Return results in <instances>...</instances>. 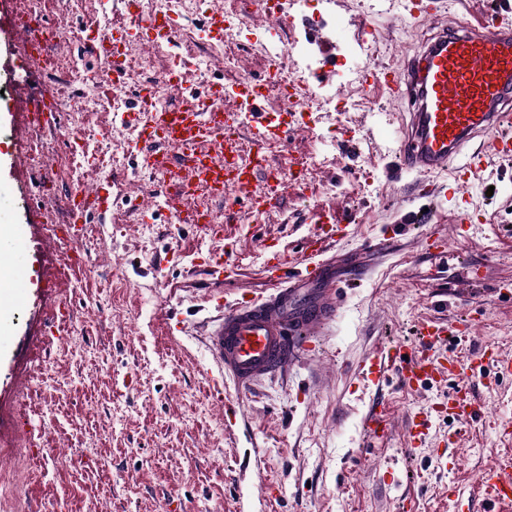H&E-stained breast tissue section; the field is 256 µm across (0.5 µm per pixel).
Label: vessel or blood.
Segmentation results:
<instances>
[{"mask_svg": "<svg viewBox=\"0 0 512 512\" xmlns=\"http://www.w3.org/2000/svg\"><path fill=\"white\" fill-rule=\"evenodd\" d=\"M173 27L166 12L135 14L126 33L169 47ZM378 82L388 100L408 107L396 165L424 175L422 187L434 204L421 219L439 223L443 205L438 178L458 184L463 175L485 169L488 152L475 146L476 138H489L492 151L512 156V24L496 9L482 10L463 24L437 32L418 55L400 70L385 71ZM242 93L247 102L242 114L220 111V85L202 95L188 94L175 104L160 103L149 93L137 103L144 115L136 126L138 165L171 181L175 192L170 208L215 241L225 232L238 233L258 222L289 188L287 181L274 180L277 168L264 152L271 119L257 109L261 94L250 81L243 84ZM111 199L106 182L99 184L92 201L75 197L73 221L64 226V234L77 238L87 214H106ZM219 214L224 217L220 224L215 221ZM313 221L317 229L299 249L272 252L266 263L268 288L238 298L208 332L206 345L219 373L209 387L212 399L223 401V378L244 389L283 368L298 350L315 349L321 328L337 317L340 300L331 250L344 229L330 212L316 213ZM232 272L223 252L211 254L204 266L209 300L223 303L222 283ZM14 276V284L0 297L1 310L23 301V287L40 282V270L29 260ZM472 333L471 323L462 318L421 322L409 354L397 349L375 353L366 374L377 380L394 370L409 388L457 376L459 361L439 348L447 335ZM475 404L471 392L457 390L449 394L443 410L465 422L473 418ZM391 424L388 407L378 405L365 419L364 434L385 440ZM480 484L495 512H512V454L504 453L486 469Z\"/></svg>", "mask_w": 512, "mask_h": 512, "instance_id": "1", "label": "vessel or blood"}]
</instances>
